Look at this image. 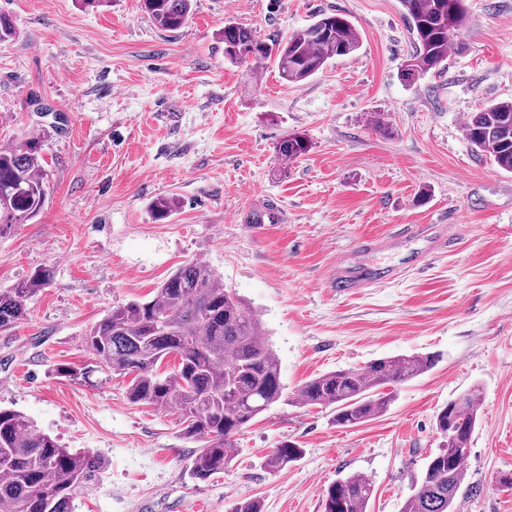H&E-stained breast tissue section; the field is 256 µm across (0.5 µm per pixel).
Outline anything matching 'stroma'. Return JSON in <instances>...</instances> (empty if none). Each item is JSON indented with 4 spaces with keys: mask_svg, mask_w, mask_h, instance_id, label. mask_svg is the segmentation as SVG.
I'll return each instance as SVG.
<instances>
[{
    "mask_svg": "<svg viewBox=\"0 0 512 512\" xmlns=\"http://www.w3.org/2000/svg\"><path fill=\"white\" fill-rule=\"evenodd\" d=\"M466 50L405 81L411 36L398 0H194L185 27L158 28L139 0H0L17 36L0 43V148L44 139L49 197L0 235V289L48 268L26 320L0 332V407L71 450L102 456L75 512H324L351 474L368 512H400L442 442L439 409L475 388L479 423L454 512H512V173L464 136L470 113L512 100V0H466ZM346 15L356 52L299 84L273 61L224 57L227 21L285 39L318 14ZM386 126L377 131L372 117ZM302 133L291 161L279 140ZM178 199L156 220L150 205ZM285 210L284 222L254 223ZM201 260L259 314L288 392L318 374L388 356L434 366L384 388L387 412L340 428L331 410L279 403L237 439L224 472L193 479L177 415L125 397L85 332L113 305L151 297ZM369 274L339 290L337 272ZM92 367L83 382L57 365ZM302 450L279 473L263 457ZM310 150V143L301 133H291L283 137L278 145L277 152L281 159L294 160L305 155ZM301 454V448L293 443L284 442L277 445L264 457L262 466L268 473L276 474L288 464L297 461Z\"/></svg>",
    "mask_w": 512,
    "mask_h": 512,
    "instance_id": "35a3bbf8",
    "label": "stroma"
}]
</instances>
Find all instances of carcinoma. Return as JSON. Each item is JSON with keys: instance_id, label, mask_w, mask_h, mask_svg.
<instances>
[{"instance_id": "1", "label": "carcinoma", "mask_w": 512, "mask_h": 512, "mask_svg": "<svg viewBox=\"0 0 512 512\" xmlns=\"http://www.w3.org/2000/svg\"><path fill=\"white\" fill-rule=\"evenodd\" d=\"M410 25L413 51L405 74L413 79L440 67L452 50L462 52L467 25L465 0H399ZM157 27L175 32L186 23L191 0H141ZM360 48V36L345 15L324 13L273 48L239 22L224 25V56L262 63L274 59L286 82L300 83L323 70L328 60ZM464 136L501 170L512 172V101L493 102L468 115ZM43 141L25 138L0 150V233L25 224L43 207L48 186L42 165ZM310 150L307 137L291 133L278 155L294 160ZM177 206L173 197L156 199L157 220ZM52 280L47 268L10 288L0 289V331L27 317V301ZM101 367L131 376L126 398L179 416L183 438L199 444L189 463L191 475L205 480L224 471L235 456V436L283 400L280 366L256 310L249 307L204 262L190 261L171 273L150 299L112 307L84 337ZM433 365L430 356L381 358L359 369L327 372L306 381L296 394L304 406L333 410L340 427H355L384 414L385 385H402ZM481 399L469 390L448 401L436 415L442 448L431 455L420 482L401 512H453L466 479L465 460ZM302 449L284 442L264 457L276 474L297 461ZM105 461L89 451H71L35 428L22 412L0 407V512H74L78 491L98 479ZM372 483L353 474L326 490L324 512H367Z\"/></svg>"}]
</instances>
